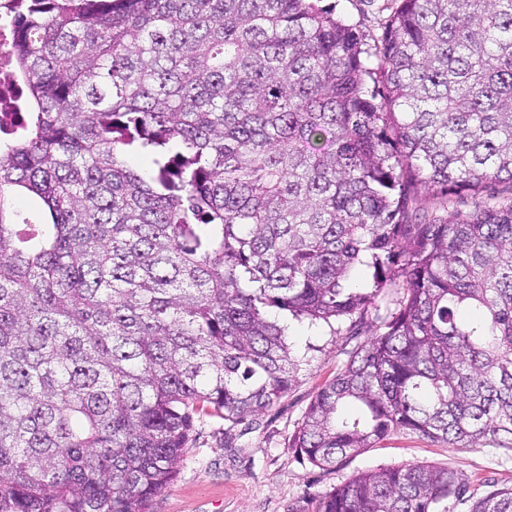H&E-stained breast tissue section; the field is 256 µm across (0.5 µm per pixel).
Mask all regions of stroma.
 Masks as SVG:
<instances>
[{
	"label": "stroma",
	"mask_w": 512,
	"mask_h": 512,
	"mask_svg": "<svg viewBox=\"0 0 512 512\" xmlns=\"http://www.w3.org/2000/svg\"><path fill=\"white\" fill-rule=\"evenodd\" d=\"M366 36H377L393 0H319ZM363 336L330 335L307 323L292 326L294 355L303 363L296 383L253 422L197 417L177 477L152 500L149 512H317L319 497L361 472L384 465L419 464L457 472L468 492L512 486V452L491 446L470 451L396 432L378 447L322 470L289 441L317 392L339 371Z\"/></svg>",
	"instance_id": "1"
}]
</instances>
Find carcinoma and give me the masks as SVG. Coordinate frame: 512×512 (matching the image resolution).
Returning <instances> with one entry per match:
<instances>
[{
	"label": "carcinoma",
	"instance_id": "carcinoma-1",
	"mask_svg": "<svg viewBox=\"0 0 512 512\" xmlns=\"http://www.w3.org/2000/svg\"><path fill=\"white\" fill-rule=\"evenodd\" d=\"M1 25L0 512H147L195 416L292 387L291 320L370 331L291 440L312 465L398 431L512 451V196L448 209L512 189V0H399L373 54L313 0H9ZM463 494L383 466L318 512ZM469 501L512 512V486ZM11 39L12 31L0 27V114L13 112L12 103L17 92L13 74V59L6 49Z\"/></svg>",
	"mask_w": 512,
	"mask_h": 512
}]
</instances>
